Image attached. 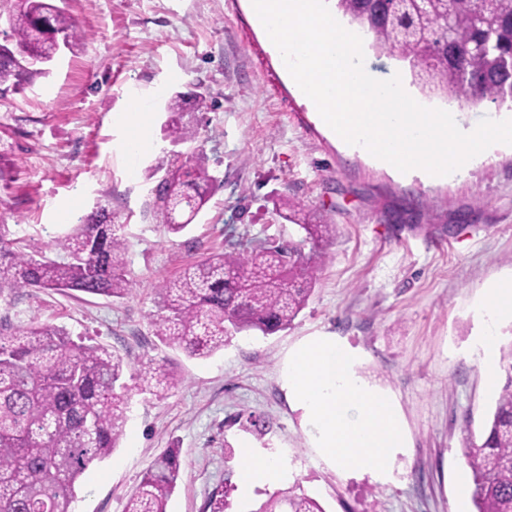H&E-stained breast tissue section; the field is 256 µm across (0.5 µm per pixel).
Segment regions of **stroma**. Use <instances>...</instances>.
Listing matches in <instances>:
<instances>
[{"label": "stroma", "mask_w": 512, "mask_h": 512, "mask_svg": "<svg viewBox=\"0 0 512 512\" xmlns=\"http://www.w3.org/2000/svg\"><path fill=\"white\" fill-rule=\"evenodd\" d=\"M65 8L85 44L60 50L47 76L0 98V224L53 258L57 239L105 205L125 227L137 285L122 299L29 289L0 300V323L50 322L124 359L125 435L84 473L73 512H125L142 474L174 444L182 477L168 512H206L217 490L224 512H252L297 484L327 512H473L466 452L499 392L479 362L481 305L490 283L512 279V147L490 149L451 180L397 176L337 139L300 98L251 0H66ZM176 94L215 179L180 235L153 207L170 159L164 106ZM137 101L148 110L132 127ZM138 129L152 147L132 160L121 146ZM285 198L336 227L293 325L237 334L206 359L160 344L155 286L218 252L298 240L280 215ZM315 336L352 348L357 374L394 401L406 443L387 473L334 466L315 447L286 386L290 354ZM152 360L181 379L163 399L139 389ZM245 440L287 465L278 485L246 498L236 480Z\"/></svg>", "instance_id": "obj_1"}]
</instances>
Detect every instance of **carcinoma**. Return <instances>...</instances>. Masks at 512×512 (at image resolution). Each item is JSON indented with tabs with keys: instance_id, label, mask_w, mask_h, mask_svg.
<instances>
[{
	"instance_id": "carcinoma-1",
	"label": "carcinoma",
	"mask_w": 512,
	"mask_h": 512,
	"mask_svg": "<svg viewBox=\"0 0 512 512\" xmlns=\"http://www.w3.org/2000/svg\"><path fill=\"white\" fill-rule=\"evenodd\" d=\"M348 24L388 51L429 99L479 106L512 103V0H334ZM9 30L0 42V96L45 76L60 47L81 45L85 33L54 0H0ZM48 18L58 39L37 35ZM166 138L192 143L181 122V96L165 104ZM213 178L203 148L174 153L154 202L167 231L184 232L210 198ZM284 218L303 233L299 243L267 242L222 252L188 265L155 288L152 325L159 341L190 358H207L233 335L286 330L317 283V254L304 255L335 230L315 224L303 207L282 201ZM124 225L99 206L57 241L61 255H43L34 239L14 238L0 225V296L31 288L124 298L135 290ZM506 371L467 463L475 512H512V339L500 348ZM124 360L99 343L76 342L66 329L32 321L0 331V512H72L77 483L88 467L111 456L124 435L128 399ZM180 384L161 364L144 368L141 390L163 398ZM180 480L179 449H166L142 475L125 512H167ZM253 512H326L318 498L287 488Z\"/></svg>"
}]
</instances>
